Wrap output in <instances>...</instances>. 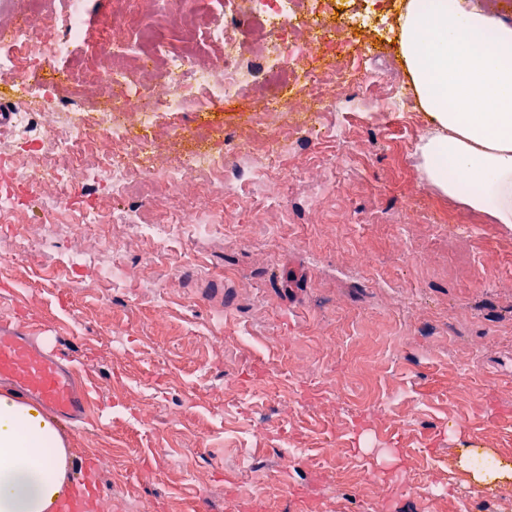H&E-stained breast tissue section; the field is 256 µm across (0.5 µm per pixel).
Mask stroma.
Masks as SVG:
<instances>
[{"mask_svg": "<svg viewBox=\"0 0 512 512\" xmlns=\"http://www.w3.org/2000/svg\"><path fill=\"white\" fill-rule=\"evenodd\" d=\"M253 101L163 122L232 155ZM343 121L344 175L316 210L308 189L340 148L311 136L277 206L212 200L219 237L160 251L121 224L76 226L87 205L157 224L198 193L137 179L101 196L81 175L89 149L60 228L39 186L0 222V315L64 350L92 390L67 436L77 471L99 463L100 512H456L478 488L462 455L512 465V228L424 181L422 110ZM109 244L132 272L118 303L62 262Z\"/></svg>", "mask_w": 512, "mask_h": 512, "instance_id": "obj_1", "label": "stroma"}]
</instances>
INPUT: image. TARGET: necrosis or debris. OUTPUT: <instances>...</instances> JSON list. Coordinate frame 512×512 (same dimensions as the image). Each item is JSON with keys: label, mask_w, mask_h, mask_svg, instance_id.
<instances>
[{"label": "necrosis or debris", "mask_w": 512, "mask_h": 512, "mask_svg": "<svg viewBox=\"0 0 512 512\" xmlns=\"http://www.w3.org/2000/svg\"><path fill=\"white\" fill-rule=\"evenodd\" d=\"M31 19L13 26L7 53H0V74L54 70L57 61L72 57L83 38L89 0H60L57 14L43 12L40 0H30ZM148 19H129L114 27L108 41L92 51L94 62L82 70L79 83L90 87L99 81L119 87L111 109L71 115L54 85L44 87L34 110L15 113L14 148L34 152L45 148L53 158L48 168L33 167L26 179L33 185H49L46 210L56 214L68 206L67 191L72 163L87 146H95L98 160L85 167L84 178L108 192L122 194L134 177L171 188L195 184L200 175L213 178L211 191L227 198L260 203L276 201V185L288 181L280 160L293 145L283 132L290 109L314 112L321 137L344 143L342 121L325 122L335 111L336 94L314 92L319 81L316 64L321 48L330 41L345 47L356 59H364V47L386 17L384 0H369L360 9L356 0L335 6L333 0H160ZM338 12L340 20L321 30V15ZM222 46L220 55L205 66L196 59L204 43ZM380 72L355 68L339 74L337 82L358 90L356 109L407 112L412 103L398 86L384 87ZM272 86L273 92L259 107L264 136L260 145H248L236 154L248 183L226 172L223 153L205 150L184 154L166 162L153 158L155 141L135 138L132 127L155 131L163 115L186 111L191 103L207 106L216 100L232 103L247 88ZM310 88L306 102L290 105L286 92ZM134 236L167 247L185 239L211 237L220 218L207 202L199 201L172 215L162 224L143 222L135 212L121 217ZM66 265L93 267L98 282L121 294L129 270L119 257L77 252L65 257Z\"/></svg>", "instance_id": "necrosis-or-debris-1"}]
</instances>
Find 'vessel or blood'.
I'll return each instance as SVG.
<instances>
[{"mask_svg": "<svg viewBox=\"0 0 512 512\" xmlns=\"http://www.w3.org/2000/svg\"><path fill=\"white\" fill-rule=\"evenodd\" d=\"M0 378L65 422L81 425L88 419V387L76 382L62 353L37 348L26 323L16 317L0 319Z\"/></svg>", "mask_w": 512, "mask_h": 512, "instance_id": "vessel-or-blood-1", "label": "vessel or blood"}]
</instances>
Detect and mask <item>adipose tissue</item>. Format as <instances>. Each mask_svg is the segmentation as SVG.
<instances>
[{
    "instance_id": "adipose-tissue-1",
    "label": "adipose tissue",
    "mask_w": 512,
    "mask_h": 512,
    "mask_svg": "<svg viewBox=\"0 0 512 512\" xmlns=\"http://www.w3.org/2000/svg\"><path fill=\"white\" fill-rule=\"evenodd\" d=\"M399 53L432 128L417 146L424 180L512 227V24L472 0H406ZM56 417L0 384V512H60L74 498Z\"/></svg>"
}]
</instances>
